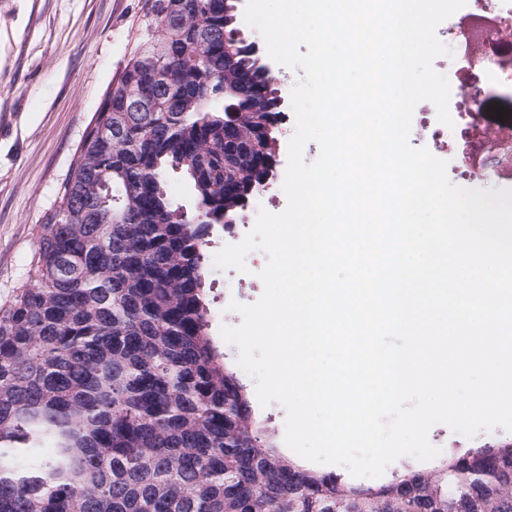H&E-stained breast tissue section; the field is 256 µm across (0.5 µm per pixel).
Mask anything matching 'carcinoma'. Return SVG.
Here are the masks:
<instances>
[{
  "instance_id": "obj_1",
  "label": "carcinoma",
  "mask_w": 512,
  "mask_h": 512,
  "mask_svg": "<svg viewBox=\"0 0 512 512\" xmlns=\"http://www.w3.org/2000/svg\"><path fill=\"white\" fill-rule=\"evenodd\" d=\"M178 12L173 31L166 17ZM157 34L125 65L43 225L36 283L0 314V512H361L367 491L315 476L244 430L245 386L212 337L205 255L224 230V176L251 197L242 158L274 150L272 99L234 93L249 65L236 0H153ZM165 72L179 92L158 86ZM150 95L157 111H124ZM243 142L224 148V126ZM103 128L119 132L109 138ZM193 191L176 203L169 181ZM453 453L448 491L379 486L383 512H512V464L480 477Z\"/></svg>"
}]
</instances>
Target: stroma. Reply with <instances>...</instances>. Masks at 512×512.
Listing matches in <instances>:
<instances>
[{"label": "stroma", "mask_w": 512, "mask_h": 512, "mask_svg": "<svg viewBox=\"0 0 512 512\" xmlns=\"http://www.w3.org/2000/svg\"><path fill=\"white\" fill-rule=\"evenodd\" d=\"M152 0H0V309L35 282L32 260L57 208L77 148L104 95L147 36ZM267 257H246L247 272L210 267L213 332L240 324L230 302H256ZM438 459L404 456L381 476L355 478L339 465L312 464L362 487L397 472L423 474Z\"/></svg>", "instance_id": "35a3bbf8"}]
</instances>
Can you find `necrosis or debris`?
<instances>
[{
	"label": "necrosis or debris",
	"instance_id": "necrosis-or-debris-1",
	"mask_svg": "<svg viewBox=\"0 0 512 512\" xmlns=\"http://www.w3.org/2000/svg\"><path fill=\"white\" fill-rule=\"evenodd\" d=\"M436 35L481 79L472 83L451 80L453 126L440 123L433 111L414 113L412 124L425 132L436 151L450 154V181L475 182L486 190L500 188L512 176V139L501 140L486 151L472 133L496 107L512 111V0H496L491 10L482 0H467L437 27Z\"/></svg>",
	"mask_w": 512,
	"mask_h": 512
}]
</instances>
